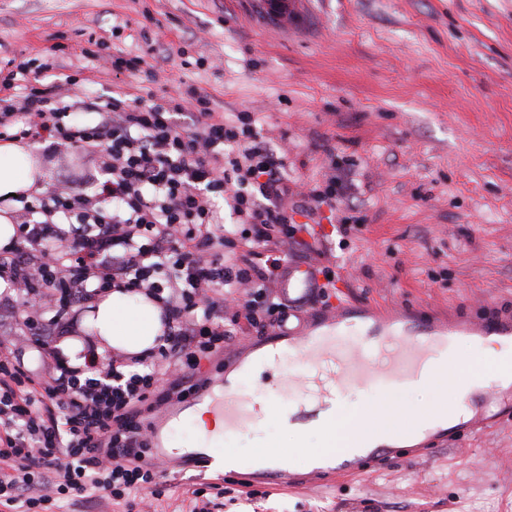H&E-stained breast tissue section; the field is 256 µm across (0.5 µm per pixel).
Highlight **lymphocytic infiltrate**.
I'll use <instances>...</instances> for the list:
<instances>
[{"label": "lymphocytic infiltrate", "mask_w": 512, "mask_h": 512, "mask_svg": "<svg viewBox=\"0 0 512 512\" xmlns=\"http://www.w3.org/2000/svg\"><path fill=\"white\" fill-rule=\"evenodd\" d=\"M13 88L0 82V139L101 153L105 177L90 193L33 195L14 248L0 254V279L22 299L19 344L42 359L30 369L18 344L0 342V504L33 512L80 492L115 502L159 495L144 409L199 391L202 361L235 336L286 325L288 304L274 290L301 241L296 219L331 205L336 180L289 209L287 151L263 140L254 113L214 111L193 87L148 105L108 97L93 103L92 124L70 121L79 104L61 84ZM220 199L231 227L217 222ZM60 213L75 222L57 223ZM121 287L161 300L162 344L142 358L90 350L72 365L53 346L71 309Z\"/></svg>", "instance_id": "1"}]
</instances>
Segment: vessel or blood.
<instances>
[{"label": "vessel or blood", "instance_id": "vessel-or-blood-1", "mask_svg": "<svg viewBox=\"0 0 512 512\" xmlns=\"http://www.w3.org/2000/svg\"><path fill=\"white\" fill-rule=\"evenodd\" d=\"M277 292L291 307L302 311V324L286 331L285 345L268 342L266 359L279 364L290 358L304 369L301 377H284L278 393L285 396L290 391H300L304 398L316 399L322 409L329 407L336 389L350 381L387 389L396 382L415 381L422 365L447 355L452 344L493 338L512 345V313L474 323L453 315L430 320L413 312L356 302L339 304L328 314L319 312L315 308L317 279L312 266L301 261H289ZM447 376L449 392L463 394L466 416L432 430L407 426L394 435L387 428L392 414H381L374 435L357 437L352 447L338 453L334 468H316V475L328 472L338 477L358 472L368 464L392 461L402 440L411 437L416 439L418 448L425 450L432 441L450 442L512 421V385H483L454 357H449ZM250 402L249 396L227 380L221 384L219 396L210 401L208 410L220 417L225 429L233 430L250 422Z\"/></svg>", "mask_w": 512, "mask_h": 512}]
</instances>
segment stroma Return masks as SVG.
Masks as SVG:
<instances>
[{"label": "stroma", "mask_w": 512, "mask_h": 512, "mask_svg": "<svg viewBox=\"0 0 512 512\" xmlns=\"http://www.w3.org/2000/svg\"><path fill=\"white\" fill-rule=\"evenodd\" d=\"M281 25L264 0H0V46L48 80L73 76L85 102L115 92L143 103L186 82L218 112H253L288 146V186L350 167L352 189L321 208L318 251L336 272L320 310L350 299L432 316L512 309V0H291ZM141 56L134 75L105 59ZM44 185L91 190L99 157L32 146ZM353 229L341 236L339 217ZM289 484L242 467L218 472L187 446L161 467L165 493L141 512H190L198 484L251 480L212 512H512V425L407 453L348 477L313 478L304 454L267 428Z\"/></svg>", "instance_id": "obj_1"}]
</instances>
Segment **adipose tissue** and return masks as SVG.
<instances>
[{
    "mask_svg": "<svg viewBox=\"0 0 512 512\" xmlns=\"http://www.w3.org/2000/svg\"><path fill=\"white\" fill-rule=\"evenodd\" d=\"M41 178L39 162L25 143L16 140L0 142V248L7 246L15 235L12 213L17 198L29 196ZM76 330V335L61 343L74 365L79 362V353L88 347L99 353L112 348L129 357L143 355L156 347L167 332L159 300L122 288H112L100 294L80 319ZM273 397L274 388L268 384L254 399L257 407L253 419L254 447H265L262 430L272 422L281 433L287 434L289 447L303 449L307 459L311 460L347 447L346 420L358 419L365 431L372 422L371 413L340 396L329 421H318L307 427L293 425L285 413L273 409Z\"/></svg>",
    "mask_w": 512,
    "mask_h": 512,
    "instance_id": "ef3b65f1",
    "label": "adipose tissue"
}]
</instances>
